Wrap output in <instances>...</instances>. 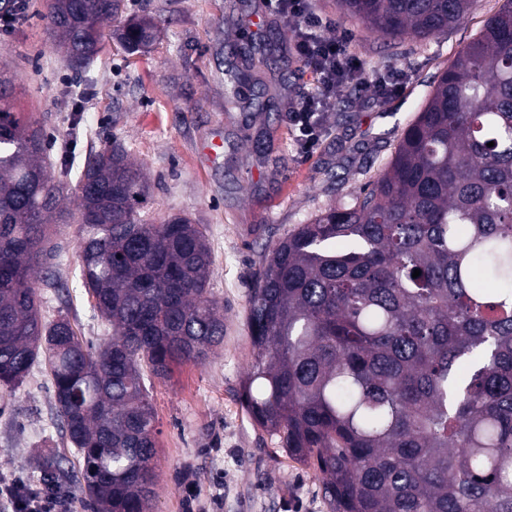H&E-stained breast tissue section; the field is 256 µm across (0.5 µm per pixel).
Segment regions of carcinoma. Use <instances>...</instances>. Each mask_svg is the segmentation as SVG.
<instances>
[{
  "instance_id": "1",
  "label": "carcinoma",
  "mask_w": 512,
  "mask_h": 512,
  "mask_svg": "<svg viewBox=\"0 0 512 512\" xmlns=\"http://www.w3.org/2000/svg\"><path fill=\"white\" fill-rule=\"evenodd\" d=\"M386 39L448 31L471 0H336ZM124 0H49L60 52L88 67ZM130 54L141 19L113 33ZM270 59L224 71L225 95L269 106ZM0 72V387L44 365L80 455L93 512H150L157 466L148 377L202 364L224 343L205 228L143 218L149 185L113 142L85 157L76 197L79 282L112 338L85 343L45 321L35 273L64 218L47 135L14 113ZM494 142L489 147L487 143ZM420 276L414 278V270ZM247 323L241 402L311 461L332 512H512V0L435 83L391 161L349 205L330 206L264 254ZM56 492L60 461L42 463Z\"/></svg>"
}]
</instances>
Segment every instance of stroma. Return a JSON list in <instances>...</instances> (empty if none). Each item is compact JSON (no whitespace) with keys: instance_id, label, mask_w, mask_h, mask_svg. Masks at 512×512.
Wrapping results in <instances>:
<instances>
[{"instance_id":"obj_1","label":"stroma","mask_w":512,"mask_h":512,"mask_svg":"<svg viewBox=\"0 0 512 512\" xmlns=\"http://www.w3.org/2000/svg\"><path fill=\"white\" fill-rule=\"evenodd\" d=\"M312 10L349 32V50L364 70L397 67L403 88L377 99L340 92L324 115L320 140L303 150L288 114L300 94L314 91L266 0H125L112 23L149 16L156 40L126 53L108 40L90 70L71 69L46 29V0H30L16 18L0 14V69L16 76L19 115L39 120L48 136L47 166L66 196L68 213L86 155L117 140L143 166L149 183L147 219L174 215L206 225L213 257L210 289L224 306V343L206 363L173 366L153 382L157 483L153 512H331L310 463L290 457L278 436L261 428L240 401L253 349L246 312L266 248L328 206L351 202L375 180L406 126L417 116L441 72L479 36L501 0H472L448 32L387 47L341 14L336 0H311ZM254 35L271 43L276 68L266 112L228 102L224 72L236 63L239 42ZM222 144L218 159L205 146ZM60 259L39 282L46 319L66 316L84 342L99 344L111 326L94 314L78 283L76 221L59 227ZM0 413V478L43 486L40 455L61 458L70 512H89L74 484L78 452L65 437L45 367H34Z\"/></svg>"}]
</instances>
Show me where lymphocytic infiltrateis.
Instances as JSON below:
<instances>
[{
  "instance_id": "f902f5d3",
  "label": "lymphocytic infiltrate",
  "mask_w": 512,
  "mask_h": 512,
  "mask_svg": "<svg viewBox=\"0 0 512 512\" xmlns=\"http://www.w3.org/2000/svg\"><path fill=\"white\" fill-rule=\"evenodd\" d=\"M270 4L287 27L296 56L313 74L317 89L304 95L289 115V121L304 148H312L323 127V107L347 85L370 92L383 99L399 91L406 73L399 68L366 74L348 51L343 34H331L330 23L311 12L309 0H270Z\"/></svg>"
}]
</instances>
